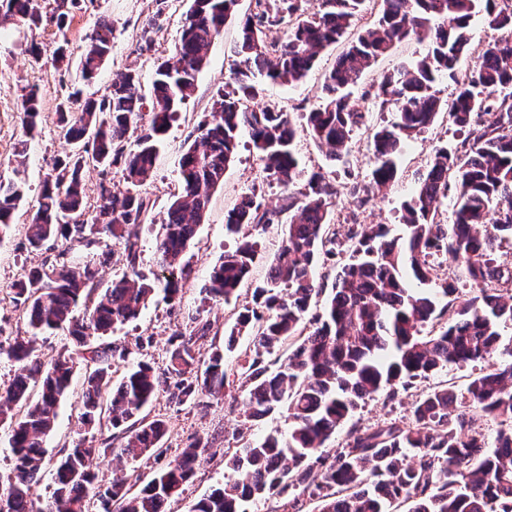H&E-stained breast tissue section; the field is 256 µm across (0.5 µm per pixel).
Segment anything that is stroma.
<instances>
[{"label": "stroma", "mask_w": 512, "mask_h": 512, "mask_svg": "<svg viewBox=\"0 0 512 512\" xmlns=\"http://www.w3.org/2000/svg\"><path fill=\"white\" fill-rule=\"evenodd\" d=\"M190 5L191 0H165L161 6L156 0H81L78 8L73 9L66 30H58L48 19L35 30L14 25L0 27V179L13 178L18 171L23 173L28 191L20 205L21 211L35 207L40 187L55 160L69 151L59 135L56 107L70 87L77 83L74 65L85 48L86 35L103 21L113 30L111 54L94 81L82 86L83 97H100L110 85L113 73L126 69L138 73L141 92L147 95L152 91L156 68L175 51ZM253 7L254 0H238L235 18L228 20L222 32L212 40L208 63L197 77L195 92L166 132L156 166L140 187L152 203L147 221L135 228L140 245L139 269L149 278L166 275L158 264L155 241L168 204L181 189L178 161L182 148L190 133L207 119L213 95L229 79L233 48L239 35V19ZM152 19L156 20L159 30L152 44L148 45L142 41L141 31ZM33 42L40 47V56L36 59L28 52V46ZM63 42L68 45L71 61L67 67L56 61V49ZM343 49V44L339 43L324 50L307 77L298 84L265 83L257 104L261 107L273 104L290 112L300 128L295 151L304 175L321 171L335 178L341 189L333 213L339 231H347L349 224L354 222L383 224L391 235L400 237L406 232L405 225L399 221L401 204L415 187L419 173L425 169L435 148L456 147L461 138L448 115H439L428 130L408 142L398 160L399 173L395 183L386 192L372 196L366 205H359L349 188L355 183L368 184L372 169V155L368 149L370 134L392 118L391 113L380 111L373 100L363 98L362 93L377 84L384 73L419 57L424 47L415 42L398 45L390 54L379 58L372 70L359 80L352 97L365 114V124L353 133L349 154L342 161L333 163L303 131L302 115L321 102L325 78ZM31 86L38 90L40 117L37 133L29 140L24 135L20 102L25 88ZM260 168L261 162L249 134L241 133L235 161L225 172L223 185L212 192L205 221L187 251L192 272L176 303H169L163 293H156L136 321L117 327L108 336V343L129 352L126 360H115L113 382H120L125 372L141 360L148 361L156 371L165 370L174 333L189 329L191 316L199 313L211 323L209 335L198 343L200 351L207 355L213 347L223 346L225 327L231 325L238 311L250 303L253 286L265 280L283 237V229L277 225L261 235L258 258L237 300L227 304L206 301L204 288L211 267L235 244L225 232L227 213L243 194L252 189L256 190L257 199L264 207L272 208L278 203L280 187L262 181ZM55 254V248L50 245L37 251L28 249L25 228L20 223L0 240V343L9 344L25 331L24 316L8 297L12 283L20 278L25 268L53 260ZM475 372L472 366L451 367L416 382L408 390L399 391L395 398L377 394L358 408L352 423L361 428L383 421L409 423L410 406L418 395L439 384L451 386L457 395H464ZM83 375V370H76L72 390L62 401L56 427L45 442L42 477L32 487L35 498L45 500L52 495L57 463L77 442L101 448L102 453L95 461L101 485H110L114 473L118 472L125 478L127 487L136 492L151 479L162 462L173 460L186 444L201 440L208 444L206 461L194 480L187 484L180 501L171 506V512H189L198 499L222 485L228 477L224 451L235 447L237 435L253 440L270 433L283 438L288 435L290 423L283 411L260 421H244L242 411L246 393L240 380L234 379L229 384L228 397L218 401L180 405L173 402L168 393H159L146 412L149 418L166 420L170 426L163 456H144L118 463L105 454L104 449L124 445V434L104 426L87 429L78 422Z\"/></svg>", "instance_id": "stroma-1"}]
</instances>
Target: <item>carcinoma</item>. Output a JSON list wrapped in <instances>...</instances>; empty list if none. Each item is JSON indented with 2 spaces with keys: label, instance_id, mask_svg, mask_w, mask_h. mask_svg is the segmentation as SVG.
<instances>
[{
  "label": "carcinoma",
  "instance_id": "1",
  "mask_svg": "<svg viewBox=\"0 0 512 512\" xmlns=\"http://www.w3.org/2000/svg\"><path fill=\"white\" fill-rule=\"evenodd\" d=\"M365 0H255L240 25L230 81L212 99L210 118L200 123L179 160L181 192L169 204L156 238L161 265L170 271L163 285L174 301L190 275L188 247L205 218L210 191L224 183L233 163L239 133L249 129L266 179L283 187L278 205L263 207L251 192L227 214L225 229L237 237L212 268L205 293L212 301L238 298L258 256V236L288 215L280 253L268 278L252 291L244 308L224 331V349L203 359L197 340L211 323L192 318L189 334L175 333L162 374L147 362L129 369L113 385L111 361L126 350L101 339L117 325L138 318L158 284L138 270L140 247L129 227L143 223L152 209L137 187L150 176L159 156L161 135L194 91L208 61V49L235 14L237 0H192L174 55L161 63L152 84L151 108L144 112L139 77L116 73L99 99L68 95L57 105L64 140L96 160L102 181L95 206L85 201L88 166L73 152L54 164L35 210L27 213L26 239L38 250L61 241L49 264L31 267L11 286V298L26 313V335L17 336L0 354L19 365V374L0 395V423L9 424L14 473L0 481V512H169L179 501L202 461L201 444L192 442L165 464L137 494L115 477L106 488L92 470L101 449L81 440L59 460L55 489L44 502L30 496L40 479L44 441L55 426L60 402L69 394L74 360L59 356L44 368L35 358L37 337L47 330L67 333L85 367L80 419L88 426L105 420L128 434L110 452L117 460L162 453L165 420L148 419L145 408L165 390L179 404L206 395L219 398L226 385L224 352L236 348L247 332L251 346L240 364L248 384L245 418L256 421L287 405L288 438L269 434L226 450L225 468L233 477L201 497L191 512H244L255 499L273 500V512H389L410 503L408 512H512V350L508 360L473 376L465 409L448 418L457 400L454 390L436 386L412 404L408 425L385 422L350 430L346 443L326 449L336 431L367 399L385 392L395 397L414 382L451 366H465L502 355L501 331L512 324V261L502 259V241L512 239V37L487 42L475 72L457 81L453 97L442 101L435 84L451 76L469 49V28L485 11L489 23L512 34V9L497 0H378V17L357 31L337 66L325 78V97L305 114L310 136L336 162L348 154L352 133L364 113L351 104V89L376 61L402 42L427 47L425 55L399 65L378 83L374 102L395 113V120L371 136L373 167L363 191L380 193L398 175L397 158L405 143L448 112L466 132L461 147H441L419 174L414 192L402 204L403 237H391L383 224H352L349 257L334 278L323 313L306 321L316 286L320 257L336 256L341 246L332 229V211L340 188L323 172L299 185L302 171L295 154L298 133L290 113L275 106L254 109L262 89L257 76L297 84L318 54L338 43L355 26ZM52 19L64 30L76 0H55ZM43 21L41 0H0V25L28 29ZM274 28L284 30L268 39ZM112 50V27L103 22L86 36L78 62L82 79L95 77ZM25 135L35 136L39 95H22ZM139 130L129 141L130 130ZM122 164L128 184L112 191L109 170ZM457 195L453 222L443 223L440 199L449 182ZM26 193L21 177L0 180V240L15 223ZM121 247L126 272L99 289V266ZM451 255L461 277L476 295L454 297L452 283L437 293L410 286L438 279L437 259ZM83 316H75L78 306ZM294 342L288 362L275 369L266 356ZM501 425L488 441L481 422Z\"/></svg>",
  "mask_w": 512,
  "mask_h": 512
}]
</instances>
